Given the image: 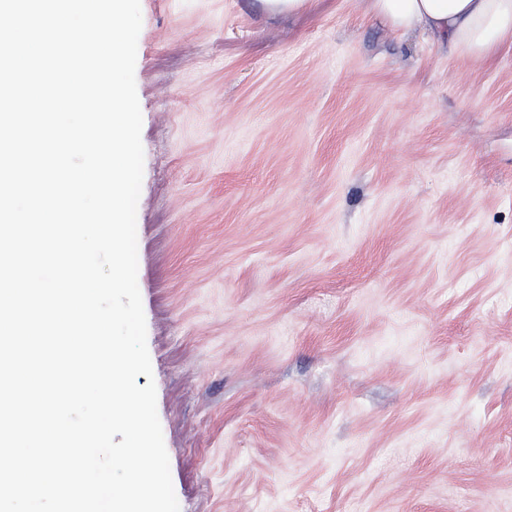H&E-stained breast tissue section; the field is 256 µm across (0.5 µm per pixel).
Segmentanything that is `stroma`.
Listing matches in <instances>:
<instances>
[{"label": "stroma", "instance_id": "35a3bbf8", "mask_svg": "<svg viewBox=\"0 0 512 512\" xmlns=\"http://www.w3.org/2000/svg\"><path fill=\"white\" fill-rule=\"evenodd\" d=\"M140 3L137 383L180 512H512V44Z\"/></svg>", "mask_w": 512, "mask_h": 512}]
</instances>
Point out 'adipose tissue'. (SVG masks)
<instances>
[{
  "mask_svg": "<svg viewBox=\"0 0 512 512\" xmlns=\"http://www.w3.org/2000/svg\"><path fill=\"white\" fill-rule=\"evenodd\" d=\"M366 9L390 29L421 31L455 56L486 58L512 43V0H367Z\"/></svg>",
  "mask_w": 512,
  "mask_h": 512,
  "instance_id": "adipose-tissue-1",
  "label": "adipose tissue"
}]
</instances>
